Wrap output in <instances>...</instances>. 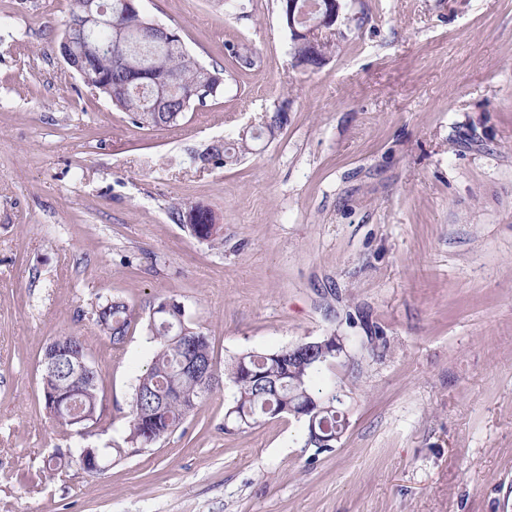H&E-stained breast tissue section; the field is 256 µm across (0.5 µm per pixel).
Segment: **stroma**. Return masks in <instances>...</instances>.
I'll return each mask as SVG.
<instances>
[{
	"instance_id": "1",
	"label": "stroma",
	"mask_w": 512,
	"mask_h": 512,
	"mask_svg": "<svg viewBox=\"0 0 512 512\" xmlns=\"http://www.w3.org/2000/svg\"><path fill=\"white\" fill-rule=\"evenodd\" d=\"M139 8L224 68L175 128L134 127L66 72L71 0H0V512H512V0H342L316 69L293 67L278 0ZM283 104L275 139L192 162ZM179 202L211 208L223 246ZM106 296L143 317L180 302L221 367L342 336L321 382L345 431L324 452L288 415L225 431L223 379L113 460L154 344L138 324L113 348ZM70 333L102 396L84 435L42 392L43 351ZM192 211H197L199 219L195 224H186L187 214ZM172 213L176 220L186 226L195 238L213 245L224 244L223 227L216 224L215 215L210 208L200 204H179L173 209Z\"/></svg>"
}]
</instances>
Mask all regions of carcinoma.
Listing matches in <instances>:
<instances>
[{"label":"carcinoma","instance_id":"carcinoma-1","mask_svg":"<svg viewBox=\"0 0 512 512\" xmlns=\"http://www.w3.org/2000/svg\"><path fill=\"white\" fill-rule=\"evenodd\" d=\"M84 4L85 0H73L56 47L66 43L69 53L80 60L82 72L96 77L94 90L114 109L126 113L135 127L177 126L192 108L182 100V90L205 84L216 94L224 88V69L201 63L183 46L168 50L142 45L139 37L151 19L140 10L123 5V0H99L107 14L92 34L76 26ZM116 78L126 82V89L114 93L111 81ZM287 122V111L279 107L256 129L240 134L232 143L213 147L203 161L220 166L236 162L251 150L253 141L264 136L275 138ZM192 211L197 212L198 220L187 225L191 235L213 245L224 243L222 226L216 224L210 208L179 204L173 214L183 224ZM93 315L95 324L115 348L123 346L139 319L125 301L114 297L97 303ZM147 329L156 349L149 368L137 378L126 416L124 441L132 448H150L180 427L216 376V370L205 369L213 360L209 336L191 320L185 308L176 306L163 314L150 311ZM43 359L51 364V370L42 374L45 405L58 424L68 426L73 416L98 423L101 398L97 381L75 373L90 360L81 337H57L46 347ZM189 361L204 369L187 371ZM333 362L332 358L321 359L319 352L290 357L286 348L238 355L224 370L235 389L224 430L251 428L284 413L307 420L309 416L301 412L315 404L320 408L319 418L336 431L346 422L340 394L334 387L315 384L316 377Z\"/></svg>","mask_w":512,"mask_h":512}]
</instances>
